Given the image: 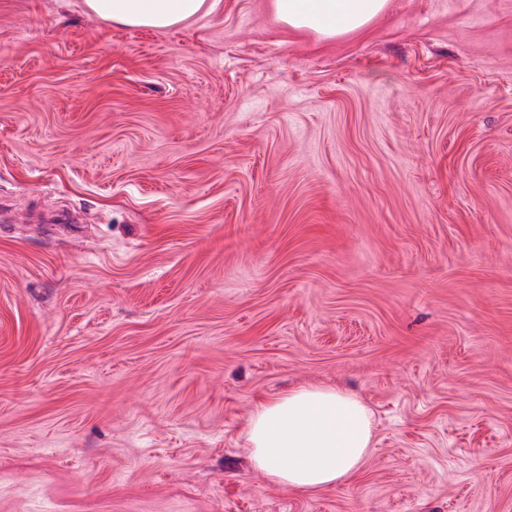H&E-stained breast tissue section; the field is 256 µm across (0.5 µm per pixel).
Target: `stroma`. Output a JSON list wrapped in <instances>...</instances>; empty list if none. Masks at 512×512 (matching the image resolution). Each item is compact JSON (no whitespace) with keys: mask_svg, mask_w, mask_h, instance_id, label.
I'll return each instance as SVG.
<instances>
[{"mask_svg":"<svg viewBox=\"0 0 512 512\" xmlns=\"http://www.w3.org/2000/svg\"><path fill=\"white\" fill-rule=\"evenodd\" d=\"M303 384L375 427L313 493L246 441ZM0 512H512V0H0ZM84 4L117 25L167 30L197 18L206 0H84ZM387 0H273L277 19L291 29L309 30L322 39L365 28Z\"/></svg>","mask_w":512,"mask_h":512,"instance_id":"1","label":"stroma"}]
</instances>
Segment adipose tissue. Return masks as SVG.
Returning <instances> with one entry per match:
<instances>
[{"label":"adipose tissue","mask_w":512,"mask_h":512,"mask_svg":"<svg viewBox=\"0 0 512 512\" xmlns=\"http://www.w3.org/2000/svg\"><path fill=\"white\" fill-rule=\"evenodd\" d=\"M114 24L166 30L197 18L206 0H84ZM277 19L333 39L365 28L387 0H273ZM250 460L274 484L319 491L358 474L373 442L371 410L355 395L304 386L260 402L247 429Z\"/></svg>","instance_id":"ef3b65f1"}]
</instances>
